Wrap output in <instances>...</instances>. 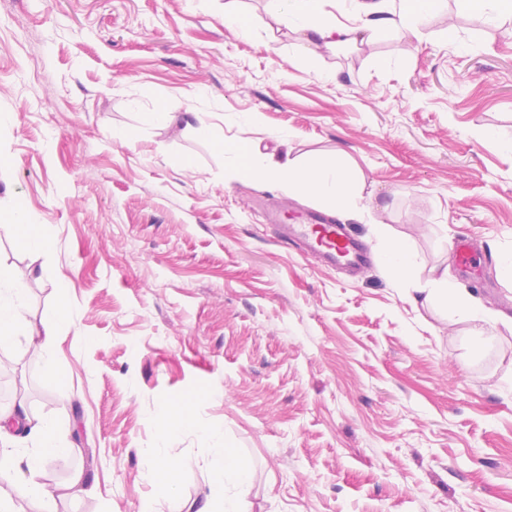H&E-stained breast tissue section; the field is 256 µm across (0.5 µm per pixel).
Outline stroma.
Returning <instances> with one entry per match:
<instances>
[{
  "label": "stroma",
  "mask_w": 512,
  "mask_h": 512,
  "mask_svg": "<svg viewBox=\"0 0 512 512\" xmlns=\"http://www.w3.org/2000/svg\"><path fill=\"white\" fill-rule=\"evenodd\" d=\"M224 3L0 0V212L31 225L0 234V264L24 274L32 320L62 298L75 320L56 379L23 337L0 342V405L54 411L71 454L49 483L87 472L57 512H195L228 449L247 512H512V16L448 0L417 38L313 59L270 0H238L246 36ZM249 113L273 163L341 152L359 174L356 208L333 216L373 254L361 276L262 224L257 198L319 203L238 176L223 146ZM463 234L492 254L483 287L457 263ZM385 235L408 244L411 282L447 270L497 313L481 354L414 306ZM177 416L169 496L149 470Z\"/></svg>",
  "instance_id": "35a3bbf8"
}]
</instances>
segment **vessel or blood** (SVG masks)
Here are the masks:
<instances>
[{
	"mask_svg": "<svg viewBox=\"0 0 512 512\" xmlns=\"http://www.w3.org/2000/svg\"><path fill=\"white\" fill-rule=\"evenodd\" d=\"M262 218L273 229L279 243L298 250L301 255L314 257L322 266L357 274L371 264L368 249L351 227L333 222L316 209L299 210L280 201L264 211ZM454 249L466 272L490 259L489 253L478 252L466 236L456 238Z\"/></svg>",
	"mask_w": 512,
	"mask_h": 512,
	"instance_id": "vessel-or-blood-1",
	"label": "vessel or blood"
}]
</instances>
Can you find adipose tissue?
I'll return each mask as SVG.
<instances>
[{"label": "adipose tissue", "mask_w": 512, "mask_h": 512, "mask_svg": "<svg viewBox=\"0 0 512 512\" xmlns=\"http://www.w3.org/2000/svg\"><path fill=\"white\" fill-rule=\"evenodd\" d=\"M325 2L274 0L271 18L276 24L300 33L308 44L331 49L357 45L364 42L366 35L392 28L415 33L421 18L442 10L445 4V0H399L398 6L388 7L379 0H349L351 11L364 17L361 25L350 26L336 22L324 11ZM231 151L240 160L237 172L241 178L288 185L334 210H348L357 203L360 178L341 157L325 156L273 166L250 151L245 139L236 141ZM416 291L426 304L445 308L450 321L469 323L471 339L482 341L484 326L491 323L492 313L475 307L471 297L459 292L449 281L447 272L436 274L426 284L417 286ZM71 319L70 311L64 309L56 318L32 322L23 280L12 269L0 265V340L24 337L28 349L41 357L47 378L59 375L55 357L59 325ZM63 457L61 433L51 414L30 412L22 404L0 407V479L7 481L14 495L38 504L40 512H56L60 495L81 493L86 484L83 470L72 471L68 483L61 488L46 481V464ZM213 483L223 491L221 512H244L249 479L232 453H225L224 468L214 474Z\"/></svg>", "instance_id": "obj_1"}]
</instances>
